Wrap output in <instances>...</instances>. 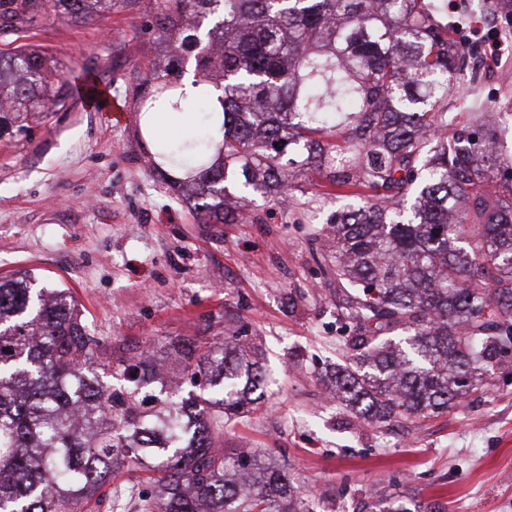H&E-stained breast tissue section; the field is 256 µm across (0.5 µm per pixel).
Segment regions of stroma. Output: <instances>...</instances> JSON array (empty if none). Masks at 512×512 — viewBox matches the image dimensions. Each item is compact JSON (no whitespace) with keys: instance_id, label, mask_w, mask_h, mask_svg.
I'll use <instances>...</instances> for the list:
<instances>
[{"instance_id":"obj_1","label":"stroma","mask_w":512,"mask_h":512,"mask_svg":"<svg viewBox=\"0 0 512 512\" xmlns=\"http://www.w3.org/2000/svg\"><path fill=\"white\" fill-rule=\"evenodd\" d=\"M150 0H114L75 23L44 14L27 43L66 78L88 75L112 110L76 99L32 138L0 140V276L17 270L69 289L92 335L134 355L171 340L241 346L267 375L261 410L224 427V445L281 467L316 512H357L367 498L412 497L441 512H512V362L473 404L387 434L329 401L318 378L342 361L340 289L312 235L347 198L316 174L287 205L252 197L241 224H204L149 168L137 133L136 78L156 32ZM476 111L498 115L512 162V57L491 66ZM155 487L115 472L90 512H140Z\"/></svg>"}]
</instances>
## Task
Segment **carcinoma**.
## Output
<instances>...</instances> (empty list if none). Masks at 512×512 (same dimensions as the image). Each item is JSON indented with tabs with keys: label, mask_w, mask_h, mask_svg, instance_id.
<instances>
[{
	"label": "carcinoma",
	"mask_w": 512,
	"mask_h": 512,
	"mask_svg": "<svg viewBox=\"0 0 512 512\" xmlns=\"http://www.w3.org/2000/svg\"><path fill=\"white\" fill-rule=\"evenodd\" d=\"M113 4L0 0V30L20 39L50 10L79 23ZM152 14L159 51L138 84L142 111L177 107L189 70L221 91L220 127L198 97L197 133L153 154L202 223L247 219L229 183L282 203L300 172L342 196L368 190L324 231L337 316L353 328L328 397L386 433L487 391L512 356V178L498 175L490 113L448 117L465 57L444 0H152ZM74 99L46 52L0 51V138L29 135ZM35 280L0 277V512H81L121 468L159 487L142 512H310L280 469L217 445L224 423L265 396L263 368L238 354L237 337L222 349L170 342L193 391L151 408L165 391L149 392L154 352L108 350L68 290ZM360 512L440 510L371 499Z\"/></svg>",
	"instance_id": "1"
}]
</instances>
